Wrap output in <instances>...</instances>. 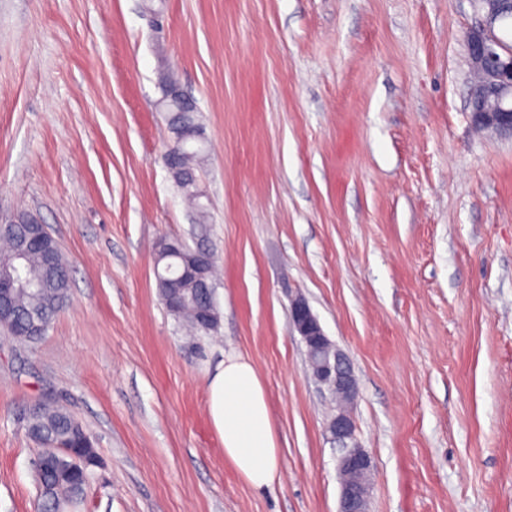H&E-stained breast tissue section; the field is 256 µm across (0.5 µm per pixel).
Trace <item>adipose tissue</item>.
Masks as SVG:
<instances>
[{
	"instance_id": "1",
	"label": "adipose tissue",
	"mask_w": 512,
	"mask_h": 512,
	"mask_svg": "<svg viewBox=\"0 0 512 512\" xmlns=\"http://www.w3.org/2000/svg\"><path fill=\"white\" fill-rule=\"evenodd\" d=\"M208 409L225 459L252 487L271 486L279 472L280 449L267 392L247 357L224 359L208 384Z\"/></svg>"
}]
</instances>
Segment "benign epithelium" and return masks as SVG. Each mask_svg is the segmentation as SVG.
<instances>
[{
    "mask_svg": "<svg viewBox=\"0 0 512 512\" xmlns=\"http://www.w3.org/2000/svg\"><path fill=\"white\" fill-rule=\"evenodd\" d=\"M480 4L474 23L464 33L471 71L476 81L470 86L469 108L472 123L500 137L512 136V49L504 47L498 35L499 19L512 12V0H476ZM181 142L174 143L164 155V163L175 178ZM0 224L10 228L22 225L23 238L33 246H43L53 239L46 225L28 212L9 216L0 213ZM196 261L203 266L197 279L203 307L199 322H211L210 305L214 303V285L206 277L210 257L208 249L197 246ZM16 284L9 274H0V315L14 310ZM21 328L20 335L29 342L45 334V326L34 317ZM290 322L301 337L309 358L312 376L322 389L336 396V413L327 421L328 440L338 453L341 491L338 512H370L373 469L371 456L356 441L355 421L349 406L357 394V380L348 356L325 334L317 316L303 297L291 300Z\"/></svg>",
    "mask_w": 512,
    "mask_h": 512,
    "instance_id": "1",
    "label": "benign epithelium"
}]
</instances>
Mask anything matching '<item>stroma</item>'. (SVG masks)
<instances>
[{
    "label": "stroma",
    "instance_id": "obj_1",
    "mask_svg": "<svg viewBox=\"0 0 512 512\" xmlns=\"http://www.w3.org/2000/svg\"><path fill=\"white\" fill-rule=\"evenodd\" d=\"M474 0H0V211L58 241L70 300L0 331V512H33L17 416L65 405L101 465L66 512H337L303 296L358 381L371 512H512V139L476 131ZM197 101L209 218L163 154L161 73ZM215 254L216 334L162 303L161 239ZM254 363L281 449L255 489L207 383Z\"/></svg>",
    "mask_w": 512,
    "mask_h": 512
}]
</instances>
